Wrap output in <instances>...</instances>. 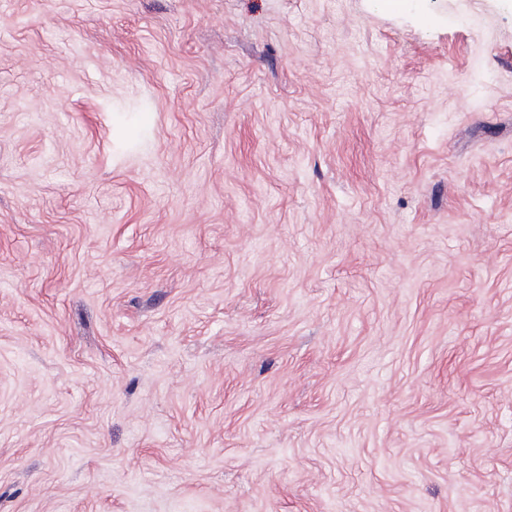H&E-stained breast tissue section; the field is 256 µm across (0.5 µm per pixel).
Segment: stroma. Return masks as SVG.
Listing matches in <instances>:
<instances>
[{
	"mask_svg": "<svg viewBox=\"0 0 512 512\" xmlns=\"http://www.w3.org/2000/svg\"><path fill=\"white\" fill-rule=\"evenodd\" d=\"M0 512H512V0H0Z\"/></svg>",
	"mask_w": 512,
	"mask_h": 512,
	"instance_id": "stroma-1",
	"label": "stroma"
}]
</instances>
